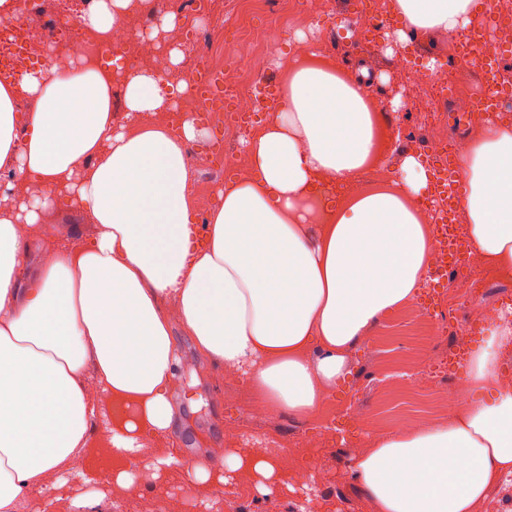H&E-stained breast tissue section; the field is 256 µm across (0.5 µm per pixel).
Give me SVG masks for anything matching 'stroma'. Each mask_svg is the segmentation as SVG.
<instances>
[{"instance_id":"35a3bbf8","label":"stroma","mask_w":512,"mask_h":512,"mask_svg":"<svg viewBox=\"0 0 512 512\" xmlns=\"http://www.w3.org/2000/svg\"><path fill=\"white\" fill-rule=\"evenodd\" d=\"M302 6L321 12L314 48L329 50L340 68L389 75L388 83L369 86L376 99L384 102L410 96L401 87L400 55L409 53L442 64L454 47L451 36L428 41L416 38L407 48L398 47L388 54L381 45L369 46L358 40L360 0H302ZM278 15L276 8L264 7L256 11L254 20L273 42L270 69L274 72L288 67L297 30L293 24L281 26ZM62 228L85 241L96 231L85 212L66 204L46 212L39 226L43 242H51ZM409 311L406 305L394 309L372 328L377 343L363 339L353 348L350 372L331 390L328 402L333 407L355 404L361 419L332 420L333 435L326 443L317 438L316 418L267 412L244 377H237L235 386H228L224 368L198 356L193 340L182 330H175L181 366L171 399L177 411L174 432L180 441V464L171 466L163 480H151L143 470L138 482L126 488L113 487L112 473L104 468L112 421L104 418L91 430L90 451L73 460L67 478L49 483L39 496L20 500L15 512H30L34 506L44 512H153L155 499L163 493L168 496L169 512H224L228 498L237 499L242 512H371L360 483L352 475V459L366 448L369 431L392 433L403 417L416 416L432 423L447 420L453 413L448 405L453 383L433 382L420 389L399 377L400 371L433 353L423 328L412 320ZM234 420L239 421L240 437L250 447L288 444L286 467L312 472L314 487L284 488L262 496L243 478L218 488L189 484L182 463L216 457L221 449L232 445L224 427Z\"/></svg>"}]
</instances>
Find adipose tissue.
Listing matches in <instances>:
<instances>
[{
    "label": "adipose tissue",
    "instance_id": "adipose-tissue-1",
    "mask_svg": "<svg viewBox=\"0 0 512 512\" xmlns=\"http://www.w3.org/2000/svg\"><path fill=\"white\" fill-rule=\"evenodd\" d=\"M138 6L93 0L81 20L105 34ZM390 10L400 26L385 38L404 45L417 34L466 33L480 3L391 0ZM188 93L182 79L163 87L151 70L90 63L76 76L42 67L19 85L0 83V174L39 188L0 206V512L66 472L105 410L113 457L142 454L148 438L172 433V321L200 355L242 374L268 412L310 418L347 374L354 346L427 283L430 228L415 205L431 191L427 167L408 154L398 182L356 184L386 159L360 77L291 65L276 108L244 141L249 176L217 190L200 228L185 160L195 119L176 135L141 120ZM22 95L32 111H15ZM458 167L470 252L512 275V126L486 120ZM317 197L322 224L308 218ZM61 198L98 231L79 243L59 230L28 277L39 240L19 227ZM493 336L496 348L476 351L467 371L469 389L491 391L492 402L463 401L452 419L373 438L354 456L372 512H477L490 486L512 476V388L498 374L512 314L500 315ZM185 472L214 485L243 475L262 495L287 483L282 455L249 448Z\"/></svg>",
    "mask_w": 512,
    "mask_h": 512
}]
</instances>
